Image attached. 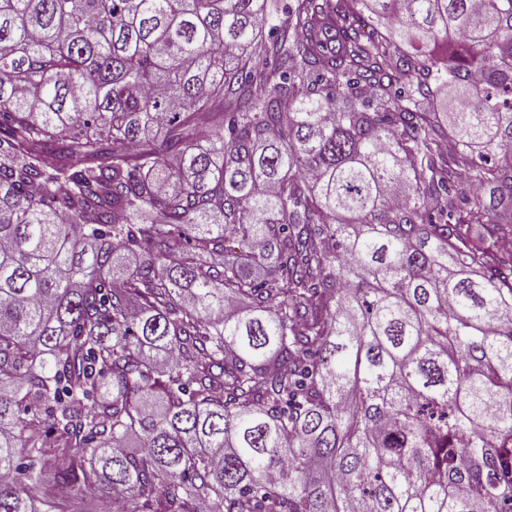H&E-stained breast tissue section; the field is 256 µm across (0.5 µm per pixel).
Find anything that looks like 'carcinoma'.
Wrapping results in <instances>:
<instances>
[{"mask_svg": "<svg viewBox=\"0 0 512 512\" xmlns=\"http://www.w3.org/2000/svg\"><path fill=\"white\" fill-rule=\"evenodd\" d=\"M271 10L0 0V512H512V0Z\"/></svg>", "mask_w": 512, "mask_h": 512, "instance_id": "1", "label": "carcinoma"}]
</instances>
